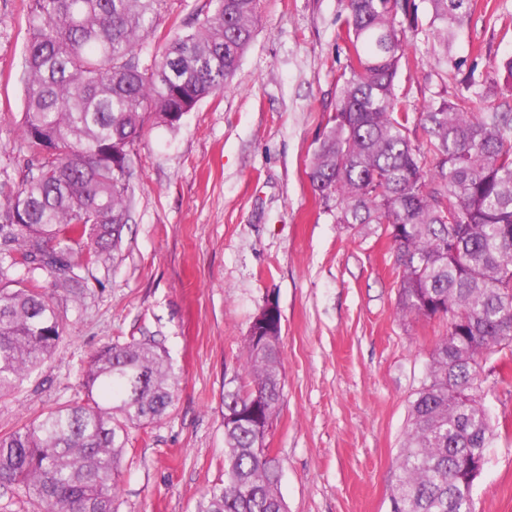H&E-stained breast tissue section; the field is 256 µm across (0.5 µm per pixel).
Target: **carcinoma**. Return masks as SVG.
Masks as SVG:
<instances>
[{
	"mask_svg": "<svg viewBox=\"0 0 512 512\" xmlns=\"http://www.w3.org/2000/svg\"><path fill=\"white\" fill-rule=\"evenodd\" d=\"M430 68L453 65L471 0H429ZM167 0H28L21 135L34 170L0 191V395L51 357L64 322L40 284L80 294L122 242L132 204L131 152L155 117L175 128L224 91L250 46L260 0H208L203 19L150 51ZM352 52L336 83L332 125L314 151L310 187L338 224H378L399 270L398 308L447 320L411 402L401 512H473L472 472L499 432L480 391L481 359L512 346V93L475 109L470 96L431 98L411 124L396 93L412 0H346ZM465 89L488 98V75ZM422 129L426 141L417 138ZM246 384L224 391V480L199 512H287L280 462L259 421L283 396L278 331L253 322ZM179 378L155 339L102 347L83 375L86 398L0 435V488L32 512H116L128 429L159 420ZM260 418L241 412L253 397Z\"/></svg>",
	"mask_w": 512,
	"mask_h": 512,
	"instance_id": "cac0c4a2",
	"label": "carcinoma"
}]
</instances>
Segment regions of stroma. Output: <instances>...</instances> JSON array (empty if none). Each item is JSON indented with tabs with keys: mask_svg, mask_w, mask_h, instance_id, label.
<instances>
[{
	"mask_svg": "<svg viewBox=\"0 0 512 512\" xmlns=\"http://www.w3.org/2000/svg\"><path fill=\"white\" fill-rule=\"evenodd\" d=\"M27 0H0V187L21 184ZM342 0H262L231 84L180 126L148 123L132 155L134 201L100 287L52 300L66 321L50 359L0 396V435L85 395L82 374L115 340H162L181 384L159 422L129 431L117 512H197L224 476V391L243 371L253 317L281 314L284 397L267 436L288 512H391L408 411L445 321L403 315L389 240L325 212L307 177L352 57ZM409 36L397 93L418 116L461 73L512 87V0H473L459 72L424 80ZM474 512H512V437L495 439Z\"/></svg>",
	"mask_w": 512,
	"mask_h": 512,
	"instance_id": "1",
	"label": "stroma"
}]
</instances>
